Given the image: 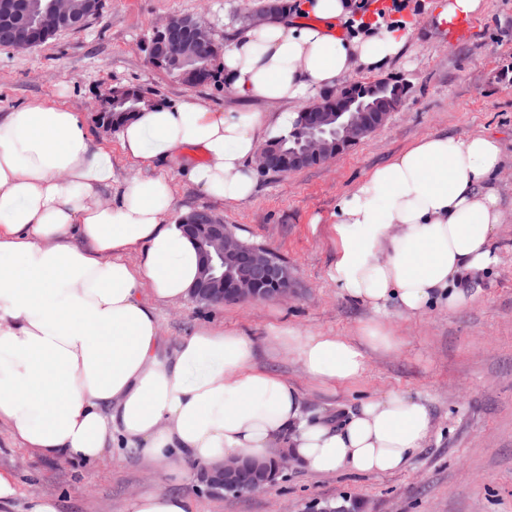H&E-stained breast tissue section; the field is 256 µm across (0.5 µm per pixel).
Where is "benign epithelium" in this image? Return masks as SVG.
I'll use <instances>...</instances> for the list:
<instances>
[{"mask_svg": "<svg viewBox=\"0 0 512 512\" xmlns=\"http://www.w3.org/2000/svg\"><path fill=\"white\" fill-rule=\"evenodd\" d=\"M101 6V0H86L84 9L71 0H46L44 5L26 0H0V44L13 51L35 48L61 31L82 28L87 19L100 13ZM160 28L168 35L166 50L169 52L183 48L188 34L197 49L213 39L210 26L201 16L192 17L187 28L170 16L160 23ZM347 88L348 84L344 83L336 90L335 105L330 107L326 98L318 97L308 103V110L335 112L336 133L345 139L385 125L393 112L388 102L359 100L349 96ZM279 158V154L263 147L257 154V168L268 174L278 167ZM183 228L199 244L202 256L201 276L191 289L193 301L215 305L226 302L229 297L238 302L285 300L294 293L297 281L288 263L280 261L267 248L245 245L228 231L226 224L214 220L211 210H194ZM226 264L237 273L236 288L230 296L224 294ZM264 284L270 289L262 288ZM293 466L294 459L285 456L276 458L272 467L250 458H237L201 468L199 478L215 491L254 492Z\"/></svg>", "mask_w": 512, "mask_h": 512, "instance_id": "benign-epithelium-1", "label": "benign epithelium"}]
</instances>
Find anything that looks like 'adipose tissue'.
<instances>
[{"label": "adipose tissue", "mask_w": 512, "mask_h": 512, "mask_svg": "<svg viewBox=\"0 0 512 512\" xmlns=\"http://www.w3.org/2000/svg\"><path fill=\"white\" fill-rule=\"evenodd\" d=\"M353 0H294L292 13L225 47L224 84L264 102L302 103L355 67L375 69L407 34L340 36ZM297 111L216 110L194 96L139 112L118 130L126 157L152 176L115 184L112 152L81 113L32 101L0 114V422L37 454L94 462L134 449L189 483L230 457L289 452L306 471L389 473L424 447L427 404L371 397L341 422L309 418L298 389L258 367V341L203 325L169 349L153 301L190 296L195 244L171 213L175 178L228 206L250 200L261 143L288 137ZM200 154L188 162V151ZM502 146L476 133L429 136L375 167L336 201L330 278L342 296L383 313L465 307L463 274L498 265L502 220L492 181ZM321 385L365 370L361 343L285 329Z\"/></svg>", "instance_id": "1"}]
</instances>
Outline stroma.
<instances>
[{
    "mask_svg": "<svg viewBox=\"0 0 512 512\" xmlns=\"http://www.w3.org/2000/svg\"><path fill=\"white\" fill-rule=\"evenodd\" d=\"M255 0H104L102 15L84 29L58 34L29 51L0 49V113L33 100L82 112L96 140L112 144L115 175H148L123 158L116 132L98 124L92 104L113 89L137 85L174 102L188 95L227 110L277 112L242 98L223 80L191 88L154 67L148 37L166 17H204L213 35L229 43L247 28ZM439 0H410L391 13L408 32L398 55L372 71L349 73L357 82L396 77L409 92L388 122L322 164L287 174H263L253 198L236 208L211 204L195 187L177 181L175 215L211 207L244 240L286 257L297 280L285 301L205 306L192 300L155 306L159 332L174 348L202 323L247 332L258 339L294 328L352 338L375 313L344 298L331 281L336 242L329 232L337 198L371 169L432 135L485 133L500 140L503 163L493 185L505 214L496 245L499 264L464 283L471 302L448 311L432 308L408 317L389 307L384 318L397 349L366 348L356 381L324 387L312 381L287 348L257 363L301 392L310 416L341 419L363 398L399 393L426 402L428 441L402 469L385 474L318 475L286 471L260 491L231 496L204 483H178L130 448H115L92 464L40 457L14 442L0 423V475L14 493L0 512H29L37 498L53 499L57 512H127L145 493L189 495L193 512H319L324 505L353 512H512V0H485L470 21L468 38L452 41L434 16Z\"/></svg>",
    "mask_w": 512,
    "mask_h": 512,
    "instance_id": "stroma-1",
    "label": "stroma"
}]
</instances>
